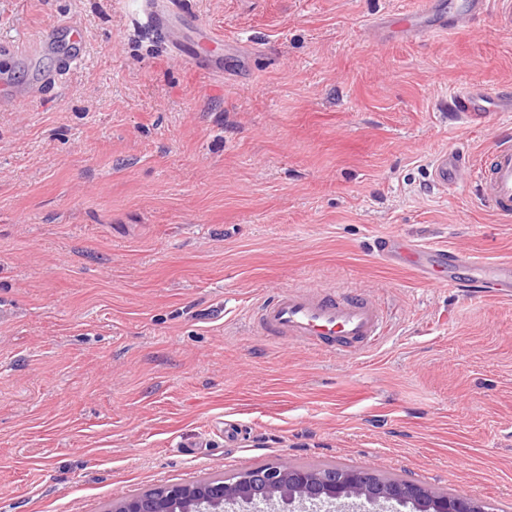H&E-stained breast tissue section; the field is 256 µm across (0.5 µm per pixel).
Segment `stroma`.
<instances>
[{
	"label": "stroma",
	"instance_id": "obj_1",
	"mask_svg": "<svg viewBox=\"0 0 512 512\" xmlns=\"http://www.w3.org/2000/svg\"><path fill=\"white\" fill-rule=\"evenodd\" d=\"M223 34L188 73L113 0H0V43L66 17L85 63L0 112V512H108L163 484L289 458L365 468L512 512V300L433 288L377 255L395 234L512 259L477 186L512 134V31L376 40L410 0H184ZM57 51L0 53L29 92ZM480 83L500 109L449 115ZM295 284L369 293L390 332L362 355L258 334ZM237 427L236 442L224 437Z\"/></svg>",
	"mask_w": 512,
	"mask_h": 512
}]
</instances>
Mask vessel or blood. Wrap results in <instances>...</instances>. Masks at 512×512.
Segmentation results:
<instances>
[{
	"label": "vessel or blood",
	"mask_w": 512,
	"mask_h": 512,
	"mask_svg": "<svg viewBox=\"0 0 512 512\" xmlns=\"http://www.w3.org/2000/svg\"><path fill=\"white\" fill-rule=\"evenodd\" d=\"M418 10H402L373 23L381 37L390 34L415 38L434 30L456 32L468 21L496 12L502 28L512 27V0H452L441 12L436 0H421ZM138 18L142 25L161 32L175 57L194 73L220 76L224 60L210 52L222 36L202 25L185 10L182 0H140ZM68 39L71 48L60 53L53 74L43 83L44 91L61 89L69 74L84 57L77 50L82 31L61 20L44 29L43 43ZM450 105L457 121L482 124L492 110L483 86L473 84L452 90ZM472 170L481 187V205L495 215L512 219V139L500 140L486 158L470 167L463 153L442 154L434 169L436 185L455 188L463 170ZM383 260L409 270L418 280L436 288H469L474 294L494 299L512 298V262H486L471 253L452 248H432L412 241L385 236L378 241ZM260 331L285 342L298 341L306 347L330 353L359 355L381 343L386 336L384 311L371 297L333 285H294L272 300L261 302L255 312Z\"/></svg>",
	"instance_id": "b4317fda"
}]
</instances>
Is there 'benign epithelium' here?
Returning a JSON list of instances; mask_svg holds the SVG:
<instances>
[{
  "instance_id": "7a95c632",
  "label": "benign epithelium",
  "mask_w": 512,
  "mask_h": 512,
  "mask_svg": "<svg viewBox=\"0 0 512 512\" xmlns=\"http://www.w3.org/2000/svg\"><path fill=\"white\" fill-rule=\"evenodd\" d=\"M343 498L358 500L364 512L379 506L398 512H488L485 504L465 495L441 492L405 479L382 477L369 469L337 473L300 468L286 460L239 475L185 484L162 485L127 497L109 512H224V506H263L279 500L303 509L333 505Z\"/></svg>"
}]
</instances>
